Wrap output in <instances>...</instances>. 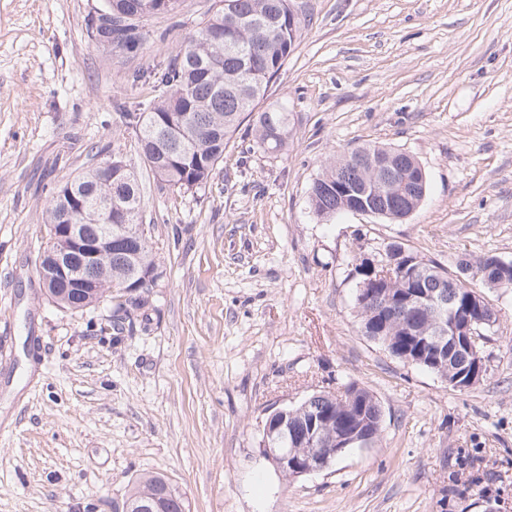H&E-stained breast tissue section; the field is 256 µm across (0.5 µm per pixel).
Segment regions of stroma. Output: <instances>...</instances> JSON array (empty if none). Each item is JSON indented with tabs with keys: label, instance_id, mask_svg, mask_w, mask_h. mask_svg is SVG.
I'll list each match as a JSON object with an SVG mask.
<instances>
[{
	"label": "stroma",
	"instance_id": "stroma-1",
	"mask_svg": "<svg viewBox=\"0 0 512 512\" xmlns=\"http://www.w3.org/2000/svg\"><path fill=\"white\" fill-rule=\"evenodd\" d=\"M101 0H0V512H121L135 477L166 476L186 512H512V288L486 372L459 390L363 336L355 266L399 243L448 271L512 261V0H295L306 26L270 100L286 149L243 122L208 184L162 187L124 121L132 83L165 67L213 8L184 0L144 28L146 59L97 43ZM427 175L401 221H323L308 188L357 145ZM120 158L144 195L159 276L116 328L112 301L45 296L35 259L55 188ZM350 383L382 432L331 468L285 478L268 416Z\"/></svg>",
	"mask_w": 512,
	"mask_h": 512
}]
</instances>
